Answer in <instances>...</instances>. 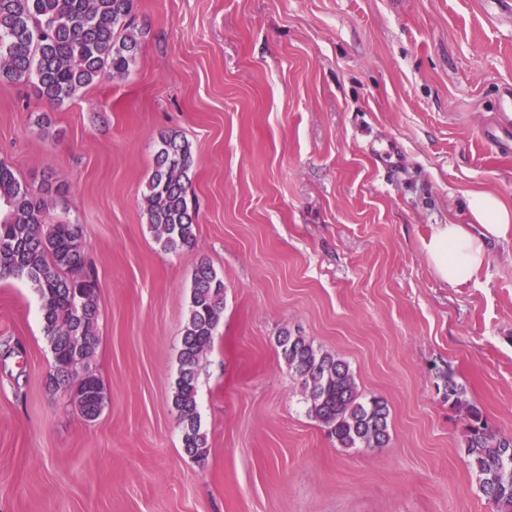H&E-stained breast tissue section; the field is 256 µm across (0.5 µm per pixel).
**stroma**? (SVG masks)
Segmentation results:
<instances>
[{"mask_svg":"<svg viewBox=\"0 0 512 512\" xmlns=\"http://www.w3.org/2000/svg\"><path fill=\"white\" fill-rule=\"evenodd\" d=\"M129 75L60 106L0 80V161L83 227L99 286L86 421L32 286L0 279V512H494L437 389L451 369L512 436V230L453 286L423 242L472 223L467 197L512 204L494 146L512 92L499 0H135ZM49 116V126L38 120ZM186 139L194 245L164 251L143 195L160 133ZM405 165L388 172L389 143ZM224 280L200 360L209 454L182 448L171 403L193 271ZM298 331L384 397L391 442L343 449L306 413L277 336Z\"/></svg>","mask_w":512,"mask_h":512,"instance_id":"1","label":"stroma"}]
</instances>
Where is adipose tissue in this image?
I'll use <instances>...</instances> for the list:
<instances>
[{
	"label": "adipose tissue",
	"instance_id": "obj_1",
	"mask_svg": "<svg viewBox=\"0 0 512 512\" xmlns=\"http://www.w3.org/2000/svg\"><path fill=\"white\" fill-rule=\"evenodd\" d=\"M473 217L469 224H441L424 243L429 264L451 285L472 279L488 260V243L512 228V206L500 198L472 193L468 200Z\"/></svg>",
	"mask_w": 512,
	"mask_h": 512
}]
</instances>
